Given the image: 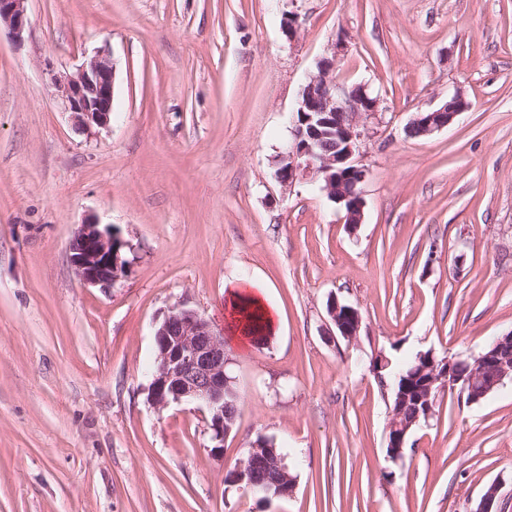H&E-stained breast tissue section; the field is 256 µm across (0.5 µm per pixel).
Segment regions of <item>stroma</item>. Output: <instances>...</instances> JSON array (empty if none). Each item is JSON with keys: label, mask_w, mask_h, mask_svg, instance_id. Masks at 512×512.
<instances>
[{"label": "stroma", "mask_w": 512, "mask_h": 512, "mask_svg": "<svg viewBox=\"0 0 512 512\" xmlns=\"http://www.w3.org/2000/svg\"><path fill=\"white\" fill-rule=\"evenodd\" d=\"M0 30V512H512V382L441 394L386 454L372 364L466 358L512 332V0H28ZM296 16L298 30L285 20ZM336 75L379 101L363 118L362 222L319 180L282 184L302 87ZM113 65L112 122L78 132L48 81ZM460 95L447 127L415 113ZM126 241L109 290L69 243L88 217ZM264 288L269 343L227 348L236 424L213 455L204 413L152 404L155 330L183 306L224 329V290ZM356 308L338 336L329 298ZM293 493L225 481L257 437ZM28 0H0V29L5 24L12 37L20 42L29 26Z\"/></svg>", "instance_id": "stroma-1"}]
</instances>
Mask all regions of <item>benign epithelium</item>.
Returning a JSON list of instances; mask_svg holds the SVG:
<instances>
[{"label": "benign epithelium", "instance_id": "obj_1", "mask_svg": "<svg viewBox=\"0 0 512 512\" xmlns=\"http://www.w3.org/2000/svg\"><path fill=\"white\" fill-rule=\"evenodd\" d=\"M27 0H0V24H5L12 37L21 41L29 26ZM342 48L331 46V56L317 62L316 72L309 77L299 94L293 141L278 155L277 176L288 185L298 175L313 176L323 181L329 200L346 203L348 224L362 221L365 201L362 184L367 175L359 164L362 132L360 119L377 111L378 99L365 86L343 85L336 80V56ZM49 82L61 98L77 129L94 134L108 127L112 120L113 66L105 57H94L74 72L48 70ZM467 104L459 97L450 98L440 108L416 113L409 127L419 126L422 135L439 131L460 113ZM336 128V153L320 154L315 145L324 137L323 129ZM127 247L115 229L101 226L96 220L79 225L69 245L70 261L78 277L87 285L109 288L127 269L122 256ZM328 315L339 336L351 341L358 335L361 319L358 311L339 300L331 299ZM512 345V332L498 340L480 358L481 367L469 368L456 358L439 361L435 358L421 367L420 401L426 416H431L439 394L459 388L471 403L480 401L491 387L483 383L485 371L498 372L497 382L512 381V360L501 356L499 346ZM158 350L149 385L150 401L164 407L171 403L191 402L209 418L208 429L214 442L212 451L220 452L231 428L224 420L225 391L232 382L226 373L228 358L224 337L197 311L174 308L166 313L155 332ZM410 426L393 416L387 452L401 457ZM226 483L250 492L262 501L292 494L295 481L281 464L261 445L254 443L246 459L227 475ZM498 487L491 484L482 495L475 512H498Z\"/></svg>", "mask_w": 512, "mask_h": 512}]
</instances>
